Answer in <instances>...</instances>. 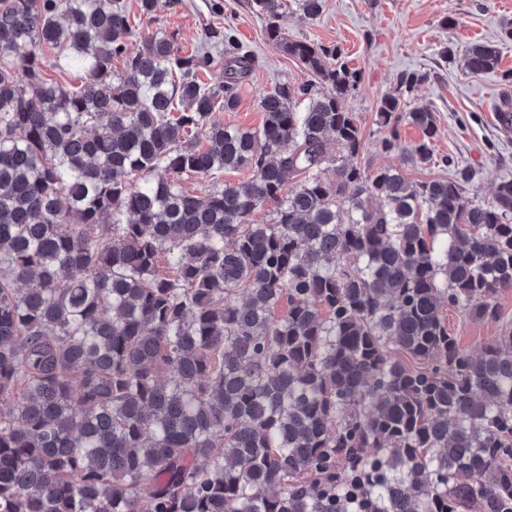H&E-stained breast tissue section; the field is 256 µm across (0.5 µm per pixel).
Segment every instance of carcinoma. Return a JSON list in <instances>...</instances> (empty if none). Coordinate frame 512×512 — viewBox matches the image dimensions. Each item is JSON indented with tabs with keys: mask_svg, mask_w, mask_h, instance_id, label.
Returning a JSON list of instances; mask_svg holds the SVG:
<instances>
[{
	"mask_svg": "<svg viewBox=\"0 0 512 512\" xmlns=\"http://www.w3.org/2000/svg\"><path fill=\"white\" fill-rule=\"evenodd\" d=\"M251 5L311 79L245 129L214 118L256 63L233 27L183 54L127 0H0V512H512V331L475 354L445 319H499L512 174L475 202L467 168L357 167L360 71L283 35V0ZM423 79L377 107L416 167Z\"/></svg>",
	"mask_w": 512,
	"mask_h": 512,
	"instance_id": "1",
	"label": "carcinoma"
}]
</instances>
